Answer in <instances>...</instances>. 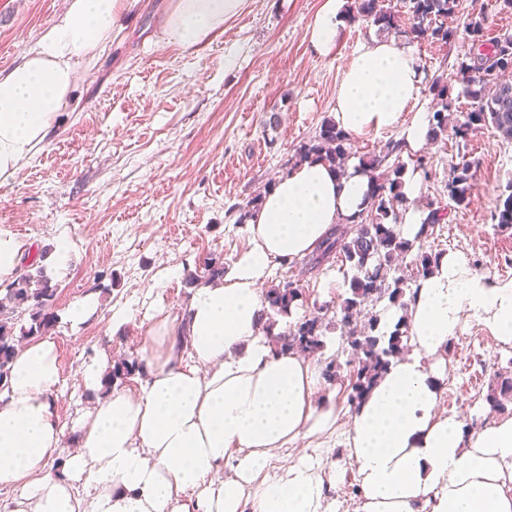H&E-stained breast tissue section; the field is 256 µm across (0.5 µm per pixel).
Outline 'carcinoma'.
Wrapping results in <instances>:
<instances>
[{
	"instance_id": "carcinoma-1",
	"label": "carcinoma",
	"mask_w": 512,
	"mask_h": 512,
	"mask_svg": "<svg viewBox=\"0 0 512 512\" xmlns=\"http://www.w3.org/2000/svg\"><path fill=\"white\" fill-rule=\"evenodd\" d=\"M412 23L409 34L417 40L448 43L455 38L457 30L446 26L445 20L456 13L458 0H408ZM351 19H363L391 33L397 30L394 12L379 5V0H354ZM487 18L481 13L467 16L464 31L470 37L471 48L466 59L459 62L454 72V81L463 87L470 100L469 110L462 119L450 121V87L448 77L442 73L433 77L428 91L436 101L437 109L432 114L431 138L436 139L453 130V135L466 139L469 131L492 125L502 137L512 142V84L503 79L512 71V35L503 34L494 40L485 38ZM350 135L336 127L329 119L324 121L318 133L309 142L300 145L299 159L316 155L331 166L342 169L350 147ZM400 151L399 144L391 143L385 154L363 163L369 174L370 188L366 207L348 224H339L322 246L302 262L306 272H316L334 261L349 265L353 271L350 278L349 296L340 303L341 334L354 354L357 362L348 370V404L357 411L365 399L374 380L382 374L390 361L399 357L406 348L403 338L408 336L404 318H399L390 333L379 331L381 315L371 312L368 322L359 329L352 323L353 313L364 307H375L387 301L385 308L405 310L415 298L416 290L410 287L408 278L398 273L397 261L417 251L414 265L417 276H428L442 251H427L423 242L434 232L436 225L444 220V209L435 202L428 203L427 220L413 239H407L400 230V214L406 210L407 199L401 192L405 165L396 163L383 175L378 173L389 157ZM473 180L472 165L468 162L455 164L450 169L446 190L448 200L456 208L467 207ZM491 220L500 232L512 231V192L491 212ZM58 285L52 283L42 265L30 264L15 280L5 286L0 297V388L8 383L10 366L15 353V343L44 335L57 323L52 305ZM304 289L298 281L285 278L274 284L265 293V302L277 314H285L288 307L304 301ZM334 306L321 304L316 314L299 322L294 328L271 334L275 320L267 318L263 330L274 338L273 349L283 352L290 349L315 353L324 348V332L332 323L326 321ZM143 370V363L133 354L113 363L105 376V390H110L114 381L125 380ZM490 407L505 410L512 404V374L499 373L485 396Z\"/></svg>"
}]
</instances>
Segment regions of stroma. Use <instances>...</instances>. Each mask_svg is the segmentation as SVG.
I'll list each match as a JSON object with an SVG mask.
<instances>
[{"label": "stroma", "instance_id": "1", "mask_svg": "<svg viewBox=\"0 0 512 512\" xmlns=\"http://www.w3.org/2000/svg\"><path fill=\"white\" fill-rule=\"evenodd\" d=\"M324 0H243L224 31L195 50L167 46L158 32L173 0H126L110 40L79 68L69 105L50 142L19 175L0 184V235L23 251L45 252L58 285L51 334L59 347L64 384L58 404L72 441V426L90 403L78 369L87 359L141 354L152 315L186 304L191 275L205 263L230 266L250 245L239 209L280 176L282 165L330 119L336 90L353 54L377 36L375 26L347 22L332 56L315 54L306 32ZM66 0H0V71L32 51L63 11ZM485 11L489 36L512 33V10L502 0H459L449 18L454 41L419 43L401 37L426 77L453 73L470 42L467 15ZM425 155L430 175L421 194L447 201L453 164H473L468 207L448 208L425 248L466 253L492 279H512V235L491 220L498 197L512 182V142L492 126L466 141L441 136ZM68 252L57 262L55 243ZM301 280L310 316L315 305L339 302L349 288L337 266L315 275L286 265L270 281ZM96 304L80 329L67 318L70 304ZM131 313L112 327L114 308ZM451 354L436 358L437 410L482 427L493 414L484 397L497 371L512 369V347L495 343L478 322H468ZM321 461L336 512H359L362 497L348 458L344 431L320 448L296 446L273 461Z\"/></svg>", "mask_w": 512, "mask_h": 512}]
</instances>
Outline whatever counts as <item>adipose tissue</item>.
Instances as JSON below:
<instances>
[{
	"instance_id": "ef3b65f1",
	"label": "adipose tissue",
	"mask_w": 512,
	"mask_h": 512,
	"mask_svg": "<svg viewBox=\"0 0 512 512\" xmlns=\"http://www.w3.org/2000/svg\"><path fill=\"white\" fill-rule=\"evenodd\" d=\"M243 0H174L163 43L195 48L224 30ZM348 0H324L307 34L330 56ZM125 0H67L36 48L0 71V183L46 144L80 64L107 41ZM423 75L395 38L358 49L339 84L333 119L353 135L399 130L410 151L429 139ZM369 180L358 159L344 171L309 158L263 194L247 226L249 248L224 276L191 288L186 304L150 328L148 376L138 392L103 391L107 360L82 363L97 398L64 449L52 339L17 346L0 391V512H332L318 464L273 471L298 441L335 433L342 417L315 361L274 352L258 286L276 266L313 253L334 226L364 208ZM411 353L392 359L347 429L362 512H512V418L466 430L438 414L433 360L473 319L512 345V280L476 273L444 254L407 313ZM62 476L49 470L58 456Z\"/></svg>"
}]
</instances>
